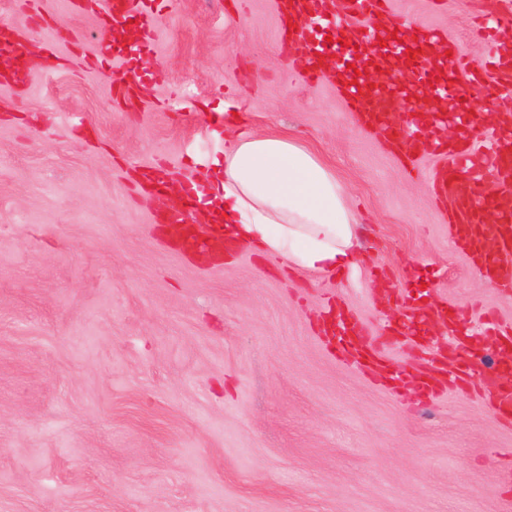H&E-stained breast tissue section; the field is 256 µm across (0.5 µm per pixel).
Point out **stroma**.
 Returning a JSON list of instances; mask_svg holds the SVG:
<instances>
[{
  "label": "stroma",
  "mask_w": 512,
  "mask_h": 512,
  "mask_svg": "<svg viewBox=\"0 0 512 512\" xmlns=\"http://www.w3.org/2000/svg\"><path fill=\"white\" fill-rule=\"evenodd\" d=\"M0 0V24L56 44L61 64L0 84V512H512V423L482 397L484 358L457 330L512 323V287L473 271L423 177L335 85L281 79L271 0H168L138 63L97 64V12ZM471 66L484 0H396ZM143 91L120 102L114 80ZM299 133L350 190L364 259L333 276L241 248L181 251L165 200L130 167L188 182L221 156L220 120ZM457 327L397 337L387 365L468 369L432 395L394 390L318 330L337 298L370 333L417 279Z\"/></svg>",
  "instance_id": "1"
}]
</instances>
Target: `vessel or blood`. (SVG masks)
Instances as JSON below:
<instances>
[{"mask_svg": "<svg viewBox=\"0 0 512 512\" xmlns=\"http://www.w3.org/2000/svg\"><path fill=\"white\" fill-rule=\"evenodd\" d=\"M160 5L161 0H105L104 11L114 23L133 19L128 37L141 46L152 37ZM274 7L289 72L311 83L334 84L367 129L401 147L410 163L424 152L440 158L428 178L435 196L453 205L451 238L476 271L512 284V103L500 100L504 90H512V11L494 16L488 28L491 51L481 67L472 68L443 35L430 39L423 25L400 21L392 0H274ZM345 43L371 45L375 51L369 58L353 59L342 54ZM358 66L392 69L393 80L387 87L366 90L363 75L354 72ZM460 73L498 108L497 123L478 136L449 108L455 98L452 80ZM450 126L453 138L423 136L425 130ZM190 221L201 230L185 241L186 249L223 251L224 241L213 230L219 215L195 207ZM486 323L487 334L498 339L500 358H511L512 328L502 329L491 317ZM320 329L326 336L340 335L336 350L346 359L361 363L387 355L347 314L337 313L335 323L321 322ZM486 395L501 416L512 417V386L487 387Z\"/></svg>", "mask_w": 512, "mask_h": 512, "instance_id": "b4317fda", "label": "vessel or blood"}]
</instances>
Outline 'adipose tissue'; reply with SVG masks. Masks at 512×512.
Listing matches in <instances>:
<instances>
[{
	"label": "adipose tissue",
	"mask_w": 512,
	"mask_h": 512,
	"mask_svg": "<svg viewBox=\"0 0 512 512\" xmlns=\"http://www.w3.org/2000/svg\"><path fill=\"white\" fill-rule=\"evenodd\" d=\"M220 176L193 183L224 214L225 237L291 267L331 275L361 260L359 218L346 185L301 141L278 133L224 141Z\"/></svg>",
	"instance_id": "obj_1"
}]
</instances>
